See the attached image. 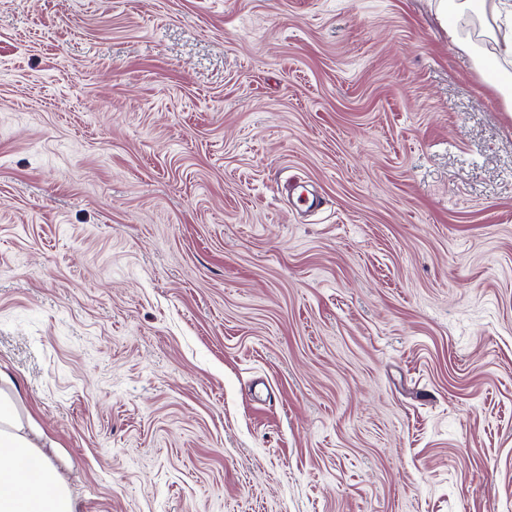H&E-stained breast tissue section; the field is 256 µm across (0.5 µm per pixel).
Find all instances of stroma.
Instances as JSON below:
<instances>
[{
    "instance_id": "1",
    "label": "stroma",
    "mask_w": 512,
    "mask_h": 512,
    "mask_svg": "<svg viewBox=\"0 0 512 512\" xmlns=\"http://www.w3.org/2000/svg\"><path fill=\"white\" fill-rule=\"evenodd\" d=\"M0 370L79 512H512V112L429 0H0Z\"/></svg>"
}]
</instances>
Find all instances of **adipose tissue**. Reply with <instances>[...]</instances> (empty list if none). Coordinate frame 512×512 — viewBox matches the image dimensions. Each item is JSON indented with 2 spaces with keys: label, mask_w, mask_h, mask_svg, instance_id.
<instances>
[{
  "label": "adipose tissue",
  "mask_w": 512,
  "mask_h": 512,
  "mask_svg": "<svg viewBox=\"0 0 512 512\" xmlns=\"http://www.w3.org/2000/svg\"><path fill=\"white\" fill-rule=\"evenodd\" d=\"M494 57L512 62V0H492L483 19ZM17 388L0 371V512H78L65 478L51 462L43 432L21 420Z\"/></svg>",
  "instance_id": "1"
}]
</instances>
